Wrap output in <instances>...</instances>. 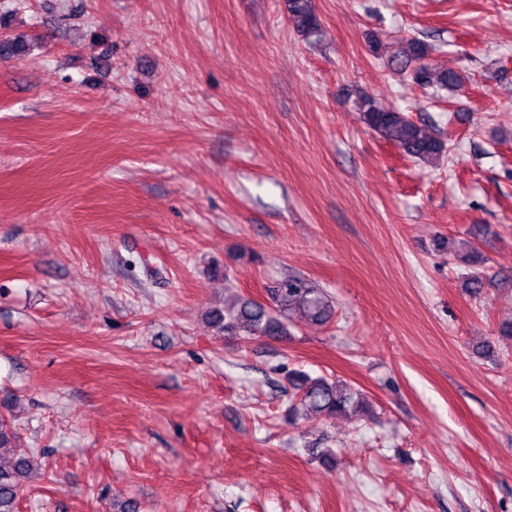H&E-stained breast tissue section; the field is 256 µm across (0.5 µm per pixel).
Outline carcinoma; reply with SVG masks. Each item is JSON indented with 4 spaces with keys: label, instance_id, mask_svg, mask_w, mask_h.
Instances as JSON below:
<instances>
[{
    "label": "carcinoma",
    "instance_id": "obj_1",
    "mask_svg": "<svg viewBox=\"0 0 512 512\" xmlns=\"http://www.w3.org/2000/svg\"><path fill=\"white\" fill-rule=\"evenodd\" d=\"M288 22L304 37L318 33L320 23L312 0H287ZM27 50L25 40L9 37L0 40L1 56H20ZM429 46L418 39L408 40L390 61L410 70L413 82L420 88L456 90L461 76L428 60ZM356 106L362 122L379 133L401 154L418 161L432 163L448 151L444 140L426 132L404 112L385 107L368 94L358 96ZM272 305L250 299H238L229 308L209 312L210 324L225 336H248L273 340L289 336L290 315L298 311L308 320L327 323L334 314L333 301L323 289L295 276L278 283L271 294ZM294 398L288 407V418L333 417L362 412L365 406L357 393L347 385L324 377L311 379L297 375L291 381ZM15 432L7 420L0 418V512H17V502L25 491V480L34 467L31 457H20L7 464L4 451L12 447Z\"/></svg>",
    "mask_w": 512,
    "mask_h": 512
}]
</instances>
